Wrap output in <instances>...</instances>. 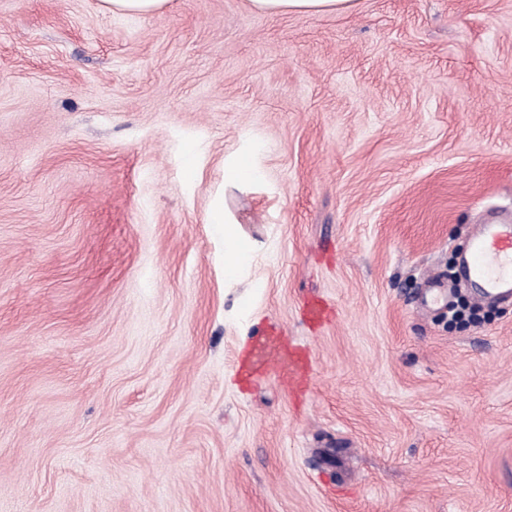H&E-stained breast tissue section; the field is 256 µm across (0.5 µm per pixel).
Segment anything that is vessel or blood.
<instances>
[{
    "instance_id": "b4317fda",
    "label": "vessel or blood",
    "mask_w": 512,
    "mask_h": 512,
    "mask_svg": "<svg viewBox=\"0 0 512 512\" xmlns=\"http://www.w3.org/2000/svg\"><path fill=\"white\" fill-rule=\"evenodd\" d=\"M462 271L483 289L486 296L512 295V224L487 225L473 239ZM253 381H263L270 368H277L282 377L296 381L303 372L298 352L285 349L279 337L265 336L255 341L251 351Z\"/></svg>"
}]
</instances>
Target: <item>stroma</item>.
I'll return each mask as SVG.
<instances>
[{"mask_svg":"<svg viewBox=\"0 0 512 512\" xmlns=\"http://www.w3.org/2000/svg\"><path fill=\"white\" fill-rule=\"evenodd\" d=\"M497 215L512 0H0V512H512V302L423 301ZM171 2L172 0H102L105 11L130 16L161 14ZM259 14H336L354 9L356 0H248ZM224 243L226 247L224 266L227 273L234 276L244 266L248 255L240 247L237 235L230 225L224 227ZM251 365L250 377L254 382H262L270 367L277 368L279 374L288 378L289 382L296 381L304 372L300 354L285 349L277 336H263L255 341L251 351Z\"/></svg>","mask_w":512,"mask_h":512,"instance_id":"obj_1","label":"stroma"}]
</instances>
